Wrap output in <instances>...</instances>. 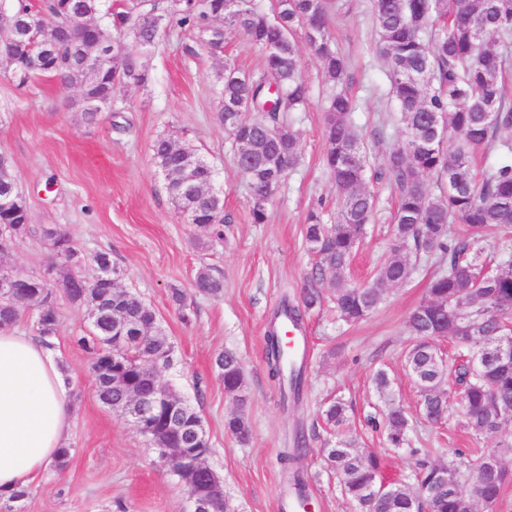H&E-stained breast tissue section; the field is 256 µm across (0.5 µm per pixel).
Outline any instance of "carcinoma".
I'll use <instances>...</instances> for the list:
<instances>
[{"label":"carcinoma","mask_w":512,"mask_h":512,"mask_svg":"<svg viewBox=\"0 0 512 512\" xmlns=\"http://www.w3.org/2000/svg\"><path fill=\"white\" fill-rule=\"evenodd\" d=\"M330 0H288V9L274 0L267 11L257 0H203L189 11L185 6L161 4L159 0H131L124 10L114 12L103 0H0V29L17 32L42 12L56 22L55 46L46 51L29 42L3 45L13 61L10 77L17 88L26 89L38 77L70 76L82 84V97L92 106L82 105V120L98 123L97 105L112 95L116 86L148 81L142 66L143 52L150 38L162 29L177 27L199 31L216 28L241 34L263 52L261 69L241 73L236 65L224 62V103L243 104L251 112L263 114L253 119L240 113L237 135L251 150L248 180L256 193H266L276 182L281 156L288 166L299 161V136L284 119L286 112L302 111L308 100L297 38H303L320 60L326 80L335 85L346 81L347 62L327 36ZM93 11L109 29L130 27L142 18L148 25L135 41L125 43L119 59L89 74L76 68L70 58L72 25L77 16ZM371 13L378 34L377 50L387 63L389 93L397 102L403 124V138L386 155L379 178L396 193L397 206L392 225L390 256L379 265L373 282L362 288L346 283L343 272L373 218L375 198L366 186L368 156L352 114L356 105L340 91L332 94L326 113L327 150L324 163L339 193L336 222L325 224L312 211L305 225V243L317 257L307 278L301 303H283L278 313L294 322L324 300V276H334L331 301L337 318L353 324L370 318L379 308L387 285H404L416 270L417 260L431 259L436 270L425 295L407 321L411 343L404 352L405 371L419 393L422 415H448V376L458 387L457 404L466 429L477 441H495L486 456L512 454V440L502 438V430L512 422V355L505 362L495 357L505 336L512 332V259L489 268L482 259L480 239L493 225L512 233V139L501 134L512 130V96L505 89L503 72L512 48V0H371ZM243 79H238V74ZM277 94L270 93L271 86ZM481 148L496 149L503 160L474 172V154ZM153 160L161 172L166 192L186 220L212 238L224 237V203L215 190L186 191L184 174L198 169L206 158L199 149L184 144L175 149L169 139L152 145ZM447 181L448 189L435 195L427 178ZM12 159L0 154V191L14 184ZM465 225L455 232L451 223ZM0 244L9 251L30 232L29 225L15 223L14 216L0 210ZM43 236L59 241L67 249L55 252L67 262L78 250L71 234L61 228H44ZM54 266L32 277L33 287L23 289L24 298L0 299V327L16 324L29 308L37 310L36 331L43 337L56 336L59 314L44 309L30 296L53 294L50 276ZM193 287L217 296L223 283L208 270L197 272ZM66 298L86 307L90 331L75 337L87 354L95 394L105 406L127 418L123 409L133 393L149 395L162 384L160 371L174 365L176 350L160 328L155 310L138 294L110 288L107 280L93 285L81 275L69 274L61 284ZM448 306L442 322L433 318V304ZM452 341L457 352L445 354L438 346L441 338ZM266 363L269 376L289 389L299 401L305 381V367L293 373L286 368L284 343L266 336ZM215 365L224 378V391L232 398L245 387L244 373L237 355L226 351ZM375 386L385 405L383 425L391 448H407L415 459L411 474L389 482L388 495L371 500V488L385 481L383 457L362 451L355 440L342 432L349 420L348 405L340 399L329 401L322 411L325 424L333 430L334 442H326V464L336 470L342 493L358 512H503L504 491L512 476L504 473L496 481L483 476L477 464L471 491L461 486L459 466L448 465V480L442 479V465L432 459L431 449L413 448L408 437L409 421L396 404L388 374L377 371ZM200 419L188 406L180 415H160L146 423L139 434L151 446L171 445L198 448L188 426ZM228 432L241 441L249 436L244 414L236 413L226 423ZM305 434L295 435L294 447L281 454L286 482L293 485L300 501H307V479L297 462L307 454ZM210 466L201 469L195 485L184 487L187 496L200 488L207 490L209 512H231L224 486L210 483Z\"/></svg>","instance_id":"carcinoma-1"}]
</instances>
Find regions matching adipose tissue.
Segmentation results:
<instances>
[{
	"mask_svg": "<svg viewBox=\"0 0 512 512\" xmlns=\"http://www.w3.org/2000/svg\"><path fill=\"white\" fill-rule=\"evenodd\" d=\"M70 388L54 348L35 333L0 330V494L30 487L71 428Z\"/></svg>",
	"mask_w": 512,
	"mask_h": 512,
	"instance_id": "obj_1",
	"label": "adipose tissue"
}]
</instances>
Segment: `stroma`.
<instances>
[{"label": "stroma", "instance_id": "1", "mask_svg": "<svg viewBox=\"0 0 512 512\" xmlns=\"http://www.w3.org/2000/svg\"><path fill=\"white\" fill-rule=\"evenodd\" d=\"M329 38L348 60L347 90L353 115L374 166L400 139L399 114L386 97V65L376 51L370 0H342ZM262 51L228 35L222 54H212L198 34L172 28L142 58L148 81L116 95L98 125L89 127L75 104L77 91L52 78L18 89L0 66V153L9 155L29 200L31 234L0 257L5 268L42 273L53 254L43 228L61 225L85 253L107 251L121 271L122 287L138 292L155 309L173 342L177 362L160 378L200 415L211 451L209 466L224 482L233 512H276L285 475L280 455L296 430L312 440L301 466L309 475L313 512H354L341 495L336 475L324 467L326 433L320 408L329 395L350 405L345 434L359 448L381 452L388 472L406 474L412 459L387 447L383 431L367 426L380 409L374 375L386 369L395 398L412 413L413 447L428 448L445 462L463 450L477 464L487 443L465 440L463 418L452 413L435 425L415 416L416 388L402 352L411 341L410 312L420 302L434 267L423 261L409 283L388 289L375 314L355 325L338 323L330 306L309 312L305 332L311 354L299 401H284L268 375L265 336L282 300L298 302L315 265L304 229L310 211L333 223L339 197L323 164L326 97L330 91L307 44L299 46L309 100L290 119L300 133V163L266 205L264 223H253L245 176L234 162L232 138L217 118L225 60L255 72ZM191 142L218 170L224 195L223 239L210 238L175 209L152 159L155 139ZM377 197L369 224L345 278L371 280L390 253L395 194L369 180ZM206 268L224 283L220 297L198 292L194 278ZM185 294L184 307L171 299ZM60 321L55 348L69 375L74 409L71 453L63 470L48 469L19 503L20 512H190L181 487L155 458L144 439L97 399L86 354L74 338L88 326L85 307L56 295ZM241 360L247 391L250 435L241 441L225 429L237 407L224 391L215 358L224 351Z\"/></svg>", "mask_w": 512, "mask_h": 512}]
</instances>
